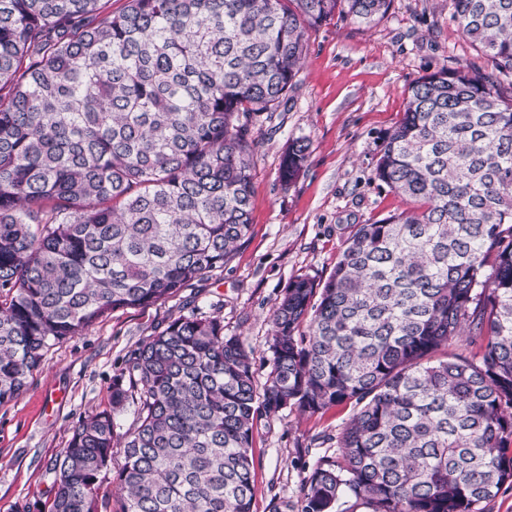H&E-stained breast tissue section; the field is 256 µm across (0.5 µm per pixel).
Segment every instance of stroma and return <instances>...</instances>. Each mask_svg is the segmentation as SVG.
I'll return each mask as SVG.
<instances>
[{
  "label": "stroma",
  "mask_w": 512,
  "mask_h": 512,
  "mask_svg": "<svg viewBox=\"0 0 512 512\" xmlns=\"http://www.w3.org/2000/svg\"><path fill=\"white\" fill-rule=\"evenodd\" d=\"M490 70L450 19L448 0H394L372 28L333 16L309 33L308 51L279 111L254 117L250 231L223 270L147 308L112 311L50 348L13 401L0 405V512H49L52 462L76 426L108 403L113 375L168 319L218 311L239 336L257 383L267 371L270 318L296 276H328L350 227L408 209L372 178L382 142L401 121L406 91L441 67ZM310 140L304 171L279 179L288 143ZM342 404L311 417L282 410L254 431L253 512L295 504L318 436L351 417Z\"/></svg>",
  "instance_id": "obj_1"
}]
</instances>
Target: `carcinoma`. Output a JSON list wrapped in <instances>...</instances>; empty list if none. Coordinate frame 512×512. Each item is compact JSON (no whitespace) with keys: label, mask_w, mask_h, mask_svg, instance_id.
I'll return each instance as SVG.
<instances>
[{"label":"carcinoma","mask_w":512,"mask_h":512,"mask_svg":"<svg viewBox=\"0 0 512 512\" xmlns=\"http://www.w3.org/2000/svg\"><path fill=\"white\" fill-rule=\"evenodd\" d=\"M109 2L0 0V405L51 347L224 268L250 228L252 114L279 110L310 30L393 0ZM449 2L493 69L407 89L373 176L411 207L288 283L260 389L224 318L165 322L57 455L51 512H98L114 448L120 512H252L258 419L346 402L297 512H485L512 482V0ZM310 148L288 143L283 184Z\"/></svg>","instance_id":"obj_1"}]
</instances>
